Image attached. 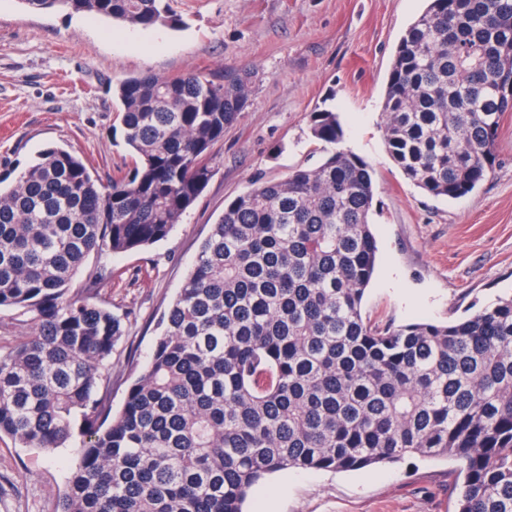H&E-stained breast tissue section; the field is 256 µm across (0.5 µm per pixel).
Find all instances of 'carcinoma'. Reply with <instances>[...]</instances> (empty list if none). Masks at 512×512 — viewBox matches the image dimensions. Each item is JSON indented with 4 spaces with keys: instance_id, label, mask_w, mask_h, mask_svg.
<instances>
[{
    "instance_id": "cac0c4a2",
    "label": "carcinoma",
    "mask_w": 512,
    "mask_h": 512,
    "mask_svg": "<svg viewBox=\"0 0 512 512\" xmlns=\"http://www.w3.org/2000/svg\"><path fill=\"white\" fill-rule=\"evenodd\" d=\"M144 30L164 0H19ZM132 166L104 185L51 148L0 176V309L34 332L0 350V436L77 441L57 512H244L267 476L452 459L455 512H512V295L448 323L375 329L362 302L377 264L371 166L334 149L224 206L121 408L108 399L121 318L73 282L88 257L152 245L210 179V149L240 118L241 76L133 75L112 89ZM387 152L426 194L457 199L496 165L512 112V0H427L383 95ZM338 145L339 113H311Z\"/></svg>"
}]
</instances>
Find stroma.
<instances>
[{"label": "stroma", "mask_w": 512, "mask_h": 512, "mask_svg": "<svg viewBox=\"0 0 512 512\" xmlns=\"http://www.w3.org/2000/svg\"><path fill=\"white\" fill-rule=\"evenodd\" d=\"M179 29L114 24L84 13L31 12L0 0V174L50 146L80 156L102 182L131 157L112 87L140 73L173 78L233 71L249 86L240 119L209 154L211 178L163 241L89 256L76 285L123 319L110 398L120 406L132 370L147 362L158 322L226 202L257 181L318 165L328 147L310 115L339 112L343 149L364 158L376 184V275L362 314L376 328L454 321L512 293V112L496 166L469 195L437 199L388 155L383 93L400 38L425 0H168ZM73 447L21 448L0 438V512H56ZM452 460L417 456L354 472L289 470L249 497L247 512H455Z\"/></svg>", "instance_id": "35a3bbf8"}]
</instances>
